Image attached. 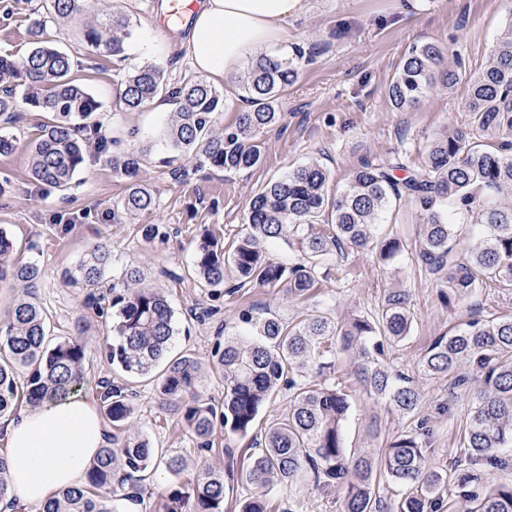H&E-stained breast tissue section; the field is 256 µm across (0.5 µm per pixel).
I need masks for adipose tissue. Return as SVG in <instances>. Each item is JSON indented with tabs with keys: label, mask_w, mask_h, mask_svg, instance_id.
<instances>
[{
	"label": "adipose tissue",
	"mask_w": 512,
	"mask_h": 512,
	"mask_svg": "<svg viewBox=\"0 0 512 512\" xmlns=\"http://www.w3.org/2000/svg\"><path fill=\"white\" fill-rule=\"evenodd\" d=\"M307 0H202L194 13L185 49L193 67L213 79L232 80L247 58L284 44L289 17ZM98 397L72 393L14 416L0 417L14 502L41 504L60 488L81 485L91 461L106 442Z\"/></svg>",
	"instance_id": "adipose-tissue-1"
}]
</instances>
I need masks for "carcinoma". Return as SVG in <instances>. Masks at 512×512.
I'll use <instances>...</instances> for the list:
<instances>
[{"label": "carcinoma", "instance_id": "obj_1", "mask_svg": "<svg viewBox=\"0 0 512 512\" xmlns=\"http://www.w3.org/2000/svg\"><path fill=\"white\" fill-rule=\"evenodd\" d=\"M82 9L81 0H41L27 52L0 56V114L17 111L18 86L24 87L23 104L52 114L28 146V162L35 182L58 190L66 189L82 168L88 143L96 142L101 154L108 151V141L92 121L100 103L72 77L70 54L56 47L47 33L51 19L68 18ZM79 37L121 56L133 38V23L115 11L106 13L98 24L82 28ZM439 57L431 42L410 48L388 89L395 108L411 106L437 82L447 87L454 83V73L435 72ZM300 58V49L289 56H254L239 80L250 109L219 134L212 133V119L224 108V94L204 79L172 87L163 67L144 66L125 76L121 102L125 111L137 112L159 96H171L177 109L164 137L173 153L195 152L219 169H249L261 159L258 134L282 119L279 99L296 79ZM465 108L480 131L512 133V22L489 65L470 82ZM511 148L506 141L495 148L482 144L463 130L444 133L426 147L421 168L410 169L398 155L365 162L334 196L328 192L326 168L317 162L297 166L252 197L247 231L229 247L210 237L199 240L193 273L216 295L229 280V294L246 286L276 288L288 300L304 301L318 288L323 261L334 252L343 253L345 246L374 252L383 261L405 249L400 238L381 236L377 227L390 199L407 194L422 215L413 260L448 288V308L491 283L512 287V205L485 197L488 192H512ZM141 157L134 148L112 157L113 168L127 181L120 201L127 216L155 204L153 190L139 179ZM398 171L406 175L399 178ZM447 202L458 213L482 207L483 239L464 262L456 249L459 229L443 210ZM291 236L299 239L304 258L286 266L270 257L267 246ZM110 259L108 244L97 242L68 273L69 279L91 289L92 298ZM40 277L39 266L16 257L13 241L0 231V284L17 287L0 321V416L22 404L36 407L61 400L84 381L86 341H47L46 313L36 293ZM110 295L112 344L105 358L124 379L103 382L100 407L103 420L124 434L112 436L99 450L82 485L57 492L41 505V512H116L114 497H143L145 477L161 465L174 477L162 512H186L190 502L193 512H224L226 495L237 486L248 490L238 500V512H292L274 506L268 494L275 487L292 488L304 468L321 488H344V512H445L456 504L464 512H512V484L473 490L480 469L512 465V456L503 452L512 447V317L473 319L437 337L420 359L424 374L451 375L455 389H467L468 378L457 374L462 366L483 377L462 428L458 460L445 471L427 463L424 419L378 458L349 450L344 438L349 394L327 378L336 355L351 353L358 361L357 377L369 392L386 398L403 415L416 414L421 395L413 379L387 365L390 350L411 330L409 290L389 291L375 317L357 315L345 322L329 310H313L287 322L272 312L258 316L250 306L241 308L238 323L249 334L225 336L208 358L209 370L224 381V400L217 405L200 392L202 364L196 357L183 353L166 358L175 335L174 310L162 292L145 285L141 268L128 266ZM140 378L156 384L161 403L178 411L201 449L212 451L218 429L253 434L248 464L237 468L220 458L203 465L193 478L182 479L184 459L160 455L132 428V383ZM282 386L293 391L288 413L254 434L261 408ZM384 478L406 488L386 509L379 507L377 497ZM11 493L8 460L0 454V501Z\"/></svg>", "mask_w": 512, "mask_h": 512}]
</instances>
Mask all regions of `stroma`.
<instances>
[{"label":"stroma","mask_w":512,"mask_h":512,"mask_svg":"<svg viewBox=\"0 0 512 512\" xmlns=\"http://www.w3.org/2000/svg\"><path fill=\"white\" fill-rule=\"evenodd\" d=\"M153 2L115 0V9L129 13L134 22V37L121 62L74 37L79 27L101 19V0H91L79 17L50 26L76 60L74 78L101 104L96 118L109 145L108 155H89L68 190L37 184L29 175L26 144L46 122V113L28 110L16 114L13 124L0 123V134L18 141L13 153L0 155V230L12 237L22 260L42 269L37 295L52 338L73 336L76 325H83L84 391L98 393L101 380L113 376L104 356L111 323L89 304L85 289L68 284L63 273L96 242L112 249L104 286L118 281L127 265L139 264L147 284L165 293L174 310L171 355L191 353L203 362L225 327L233 325L239 307L272 311L290 321L316 308L332 310L340 319L370 316L385 291L406 288L411 294L412 328L392 348L390 364L416 381L422 395L417 418L429 420L427 455L434 467H447L472 398L462 391L449 399L450 377L422 374L419 360L436 337L471 319L512 315V288H486L448 306L440 296L441 283L411 259L409 248L422 224L414 202L405 197L392 200L382 216L381 233L398 232L406 246L402 254L387 262L352 247L343 255H330L323 263L326 278L304 302L286 300L270 288L245 287L215 297L199 287L190 270L200 237L207 233L225 244L245 233L251 197L294 166L320 163L330 173V191L338 192L362 162L396 152L417 162L433 138L468 127L470 115L462 109L467 80L491 62L499 35L512 23V0H417L407 14L401 0H309L306 11L289 18L286 26L284 52L299 47L305 56L297 80L282 94V119L259 134L261 163L242 171H224L196 156L173 157L163 143L168 112L121 108L119 92L127 72L160 64L176 86L199 76L183 48L189 27L160 29L154 22ZM38 4L39 0H0L1 53L28 49L29 23ZM423 42L439 46V69L454 71L459 79L454 90L434 87L411 108L395 109L388 98L389 85L410 47ZM134 147L143 151L140 177L153 187L156 205L126 219L114 214L126 181L113 171L110 158ZM175 167L182 172L177 179L171 175ZM144 224L168 225L170 235L144 241ZM355 371L353 356L337 357L335 377L351 401L345 442L349 448L378 453L415 427L417 418L400 415L386 400L370 394L358 383ZM135 389L136 424L152 447L181 455L194 465L209 459V452L198 448L177 414L160 407L151 381L138 380ZM443 403L449 406L444 414L438 411ZM285 499L293 502L294 512H343L342 489L316 487L307 470L290 493L272 496L277 504Z\"/></svg>","instance_id":"stroma-1"}]
</instances>
